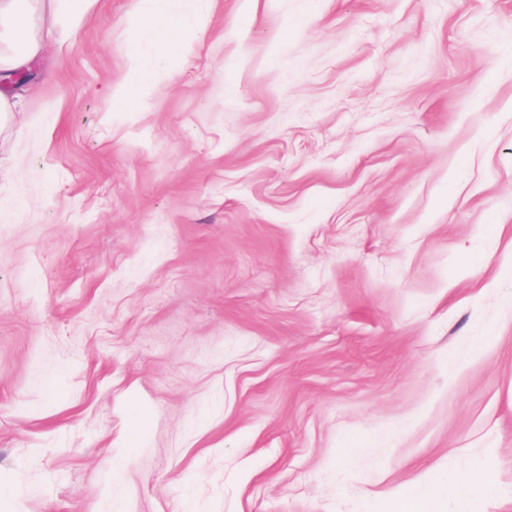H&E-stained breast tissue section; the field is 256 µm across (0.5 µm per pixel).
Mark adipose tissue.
<instances>
[{
	"instance_id": "adipose-tissue-1",
	"label": "adipose tissue",
	"mask_w": 512,
	"mask_h": 512,
	"mask_svg": "<svg viewBox=\"0 0 512 512\" xmlns=\"http://www.w3.org/2000/svg\"><path fill=\"white\" fill-rule=\"evenodd\" d=\"M43 0H0V73L11 76L33 62L44 60L45 47L34 32V16ZM171 16L161 0L131 22L135 32L149 34L159 46L158 62H166L177 44L197 40L205 22L196 18L181 22L179 39H172Z\"/></svg>"
}]
</instances>
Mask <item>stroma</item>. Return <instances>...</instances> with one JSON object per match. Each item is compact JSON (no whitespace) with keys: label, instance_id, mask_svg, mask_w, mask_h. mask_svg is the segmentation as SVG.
I'll use <instances>...</instances> for the list:
<instances>
[{"label":"stroma","instance_id":"35a3bbf8","mask_svg":"<svg viewBox=\"0 0 512 512\" xmlns=\"http://www.w3.org/2000/svg\"><path fill=\"white\" fill-rule=\"evenodd\" d=\"M150 6L0 123V512H512V0ZM150 10L137 16L131 22L136 33H147L159 46L160 51L157 62H167L169 54L181 44L197 40L205 28L206 22L202 18H195L188 22L180 20V38L174 41L171 37L170 20L174 17L167 13L163 7V1H152Z\"/></svg>","mask_w":512,"mask_h":512}]
</instances>
